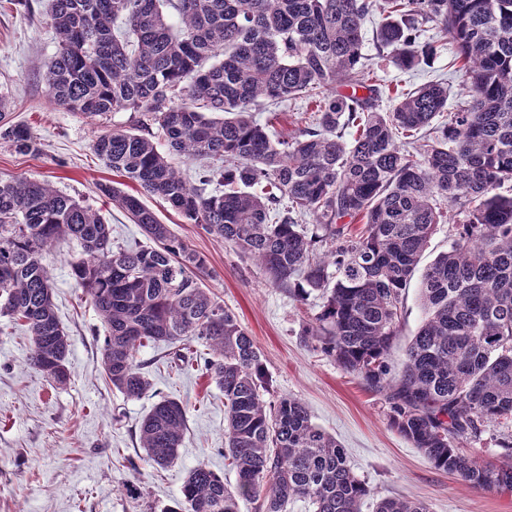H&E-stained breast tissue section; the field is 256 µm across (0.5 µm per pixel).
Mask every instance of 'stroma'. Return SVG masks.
I'll use <instances>...</instances> for the list:
<instances>
[{
  "label": "stroma",
  "instance_id": "stroma-1",
  "mask_svg": "<svg viewBox=\"0 0 512 512\" xmlns=\"http://www.w3.org/2000/svg\"><path fill=\"white\" fill-rule=\"evenodd\" d=\"M48 0L16 6L0 0V89L7 91L16 121L30 128L34 152L22 154L0 142V179L45 182L83 201L112 226L121 244L145 238L97 186L116 175L91 152L100 131L128 125L131 114L111 112L88 119L56 108L49 101L43 72L54 56L57 37ZM384 21L375 12L364 24L362 62L379 79L382 109L398 89L437 82L448 87L447 122L458 111L462 75L451 65L452 50L402 70L378 49L376 31ZM306 100L263 102L257 121L269 124L278 139L294 135ZM145 203L193 249L206 257L205 284L237 317L256 342L269 380L266 401L292 396L308 407L313 422L344 448L347 464L369 494L362 512L377 500H420L430 512H512V493L474 490L454 474L437 470L391 424L384 394L367 389L325 355L316 341L300 336L302 322L320 313L323 298L300 300L275 287L261 266L232 244L207 234L155 196ZM77 242L58 243L44 257L57 316L71 340L69 378L59 385L31 363L32 343L20 323L0 316V512H162L174 505L188 472L198 462L235 484L224 459V395L203 374L205 344H193L197 364L169 365L166 344H147L139 359L151 382L142 397L129 399L106 380L101 358L106 332L90 300L70 273ZM418 281H411L403 302L398 335L388 360L399 370L405 348L424 317ZM164 398L187 406V428L176 459L161 470L144 461L138 426L151 406Z\"/></svg>",
  "mask_w": 512,
  "mask_h": 512
}]
</instances>
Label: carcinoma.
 Returning <instances> with one entry per match:
<instances>
[{
    "instance_id": "obj_1",
    "label": "carcinoma",
    "mask_w": 512,
    "mask_h": 512,
    "mask_svg": "<svg viewBox=\"0 0 512 512\" xmlns=\"http://www.w3.org/2000/svg\"><path fill=\"white\" fill-rule=\"evenodd\" d=\"M378 9L387 17L377 42L396 66L453 47L464 108L448 111V87L430 83L379 109L380 89L358 78L363 24ZM49 16L58 36L44 74L50 101L87 118L135 113L92 141L100 160L258 261L274 286L301 299L322 293L300 335L386 392L393 427L436 469L473 489L512 492V442L501 441L498 463L453 444L480 438L487 423L512 425V197L495 193L512 181V0H50ZM427 25L446 41L421 40ZM262 97H308L314 119L276 142L252 115ZM445 111L448 122L431 126ZM7 112L0 91V140L35 150L30 128ZM175 155L222 166L202 169L192 188ZM214 179L224 190L205 193ZM98 191L150 245H114L100 214L48 184L0 179V315L26 327L33 365L55 383L68 378L70 338L43 255L70 237L81 246L71 275L106 327L101 367L115 390L139 398L150 389L138 361L146 343L181 344L172 356L181 362L194 341L210 348L204 370L224 393V458L236 484L201 461L164 512H238L241 498L258 512H283L297 498L315 512H360L368 489L342 446L300 400H264L260 351L204 287L206 258L140 194L107 183ZM439 199L454 212V239L422 274L426 317L394 374L388 351L407 284L445 223ZM186 422L182 402L154 404L139 425L149 465L176 459ZM375 512L429 510L383 498Z\"/></svg>"
}]
</instances>
